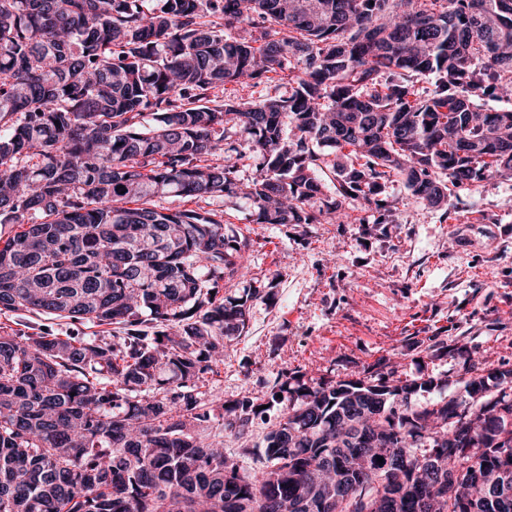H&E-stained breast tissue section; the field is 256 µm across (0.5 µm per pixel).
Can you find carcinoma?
<instances>
[{"label":"carcinoma","instance_id":"carcinoma-1","mask_svg":"<svg viewBox=\"0 0 512 512\" xmlns=\"http://www.w3.org/2000/svg\"><path fill=\"white\" fill-rule=\"evenodd\" d=\"M510 97L512 0H0V224L18 225L0 311L112 326L0 330V512H452L421 447L483 464L463 499L503 484L512 399L488 392L512 371L469 356L467 397L426 407L409 398L438 380L393 370L210 397L255 297L220 295L249 242L154 199L237 197L251 160L256 224H322L355 199L384 224L393 178L433 206L512 179V109L486 108ZM275 404L271 466L249 471L225 439Z\"/></svg>","mask_w":512,"mask_h":512}]
</instances>
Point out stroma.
<instances>
[{
	"mask_svg": "<svg viewBox=\"0 0 512 512\" xmlns=\"http://www.w3.org/2000/svg\"><path fill=\"white\" fill-rule=\"evenodd\" d=\"M385 195L390 223L363 200L343 223L255 224L243 198L166 196L160 207L211 211L250 242L245 276L224 293H258L245 333L224 339V364L208 389L224 400L260 396L285 371L307 381L349 379L387 367L396 377L440 379L416 404L464 398L465 348L490 368L512 369V179L492 175L452 188L432 207L398 181ZM0 327L62 336H108L111 326L0 311Z\"/></svg>",
	"mask_w": 512,
	"mask_h": 512,
	"instance_id": "1",
	"label": "stroma"
}]
</instances>
